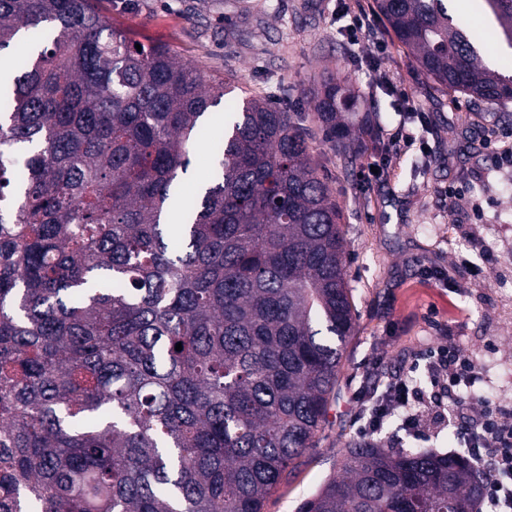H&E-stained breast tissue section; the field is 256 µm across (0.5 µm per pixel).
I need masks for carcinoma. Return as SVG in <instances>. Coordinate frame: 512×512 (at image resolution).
I'll return each mask as SVG.
<instances>
[{
  "instance_id": "1",
  "label": "carcinoma",
  "mask_w": 512,
  "mask_h": 512,
  "mask_svg": "<svg viewBox=\"0 0 512 512\" xmlns=\"http://www.w3.org/2000/svg\"><path fill=\"white\" fill-rule=\"evenodd\" d=\"M473 106L512 75L448 0H375ZM512 49V0H484ZM0 512H263L315 447L355 328L340 207L295 112L112 28L95 0H0ZM316 119L351 150L360 94ZM213 165L187 200L198 145ZM182 350H175L176 344ZM462 454L351 442L298 512H478Z\"/></svg>"
}]
</instances>
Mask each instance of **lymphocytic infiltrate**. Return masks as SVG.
Returning a JSON list of instances; mask_svg holds the SVG:
<instances>
[{
    "instance_id": "lymphocytic-infiltrate-1",
    "label": "lymphocytic infiltrate",
    "mask_w": 512,
    "mask_h": 512,
    "mask_svg": "<svg viewBox=\"0 0 512 512\" xmlns=\"http://www.w3.org/2000/svg\"><path fill=\"white\" fill-rule=\"evenodd\" d=\"M426 359L431 381L442 388V396L424 399L413 376H391L383 390L357 394L354 419L361 433L375 434L394 419L417 437L445 418L466 419L461 438L471 459L490 466L484 502L489 512H512V412L481 409L477 397L458 394V387L471 384L478 371L477 364L459 350L440 347L428 351Z\"/></svg>"
}]
</instances>
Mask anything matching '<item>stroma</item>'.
Listing matches in <instances>:
<instances>
[{"label": "stroma", "instance_id": "1", "mask_svg": "<svg viewBox=\"0 0 512 512\" xmlns=\"http://www.w3.org/2000/svg\"><path fill=\"white\" fill-rule=\"evenodd\" d=\"M113 28L141 44L168 46L212 76L233 78L235 98L263 94L301 113L314 131L310 154L339 204L356 328L339 367L317 447L308 449L263 512H298L335 473L336 458L361 433L355 392L384 374L421 372L428 348L455 346L475 361L512 364V118L448 94L397 40L377 54L371 37L351 43L341 0H99ZM390 71L425 121L394 111L376 87L371 58ZM347 74L374 104L347 161L316 130L310 91L325 70ZM412 134L393 145L390 133ZM383 169L368 180L369 167ZM461 193L448 203L449 188ZM483 270L473 278L471 266ZM449 419L413 438L390 422L373 437L390 448L457 450Z\"/></svg>", "mask_w": 512, "mask_h": 512}]
</instances>
